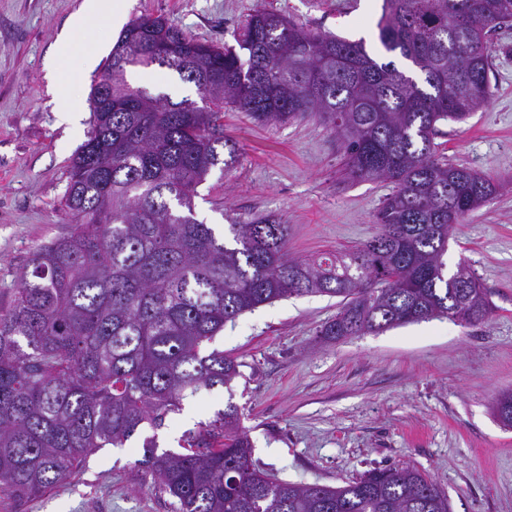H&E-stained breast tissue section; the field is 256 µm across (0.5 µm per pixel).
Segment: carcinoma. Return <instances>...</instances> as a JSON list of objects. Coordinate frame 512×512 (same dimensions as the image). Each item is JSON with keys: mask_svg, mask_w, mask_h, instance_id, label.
<instances>
[{"mask_svg": "<svg viewBox=\"0 0 512 512\" xmlns=\"http://www.w3.org/2000/svg\"><path fill=\"white\" fill-rule=\"evenodd\" d=\"M512 26V0H386L378 38L409 64L362 42L313 33L256 10L235 44L196 40L157 16L120 33L100 78L112 106L90 102L92 127L72 158L64 201L76 227L39 246L13 304L0 309V492L43 495L79 475L88 457L158 428L202 388H231L240 363L211 349L227 322L289 297H338L328 340L431 318L485 321L488 297L470 266L444 256L496 182L445 159L438 124L461 123L491 96L489 24ZM165 66L203 105L146 96L130 67ZM262 123L317 116L341 134L348 176L387 181L380 232L344 253L293 259L288 225H228L232 245L194 217L197 188L228 170L236 144L224 110ZM512 426V394L498 398ZM184 452L143 442L141 466L176 512H448V494L415 467L375 468L345 486L296 484L255 467L228 403L190 432Z\"/></svg>", "mask_w": 512, "mask_h": 512, "instance_id": "cac0c4a2", "label": "carcinoma"}]
</instances>
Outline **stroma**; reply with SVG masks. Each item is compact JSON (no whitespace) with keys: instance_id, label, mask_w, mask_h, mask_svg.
<instances>
[{"instance_id":"obj_1","label":"stroma","mask_w":512,"mask_h":512,"mask_svg":"<svg viewBox=\"0 0 512 512\" xmlns=\"http://www.w3.org/2000/svg\"><path fill=\"white\" fill-rule=\"evenodd\" d=\"M83 0H0V308H9L34 249L69 234L64 203L71 159L91 128L90 92L120 30L104 22L73 35L55 83L56 40ZM127 20L164 16L201 41L229 43L256 8L303 29L384 50V0H127ZM488 103L438 136L449 162L493 177L497 194L455 226L449 267L469 265L494 306L474 325L433 319L340 342L321 336L337 312L328 296L292 297L226 323L214 345L237 359L232 390H200L162 427H143L123 447L100 448L81 476L10 512H174L172 498L139 465L145 437L180 451L185 431L226 404L241 412L256 466L276 479L342 486L385 465L428 472L452 512H512V428L492 414L512 392V28L488 34ZM95 53L85 66L87 53ZM129 81L150 94L198 100L164 67H134ZM70 104L77 123L60 122ZM224 136L239 159L211 175L195 199L198 220L224 228L267 216L288 227L290 256L314 258L376 235L375 213L390 183L350 179L341 139L317 117L261 124L225 111Z\"/></svg>"}]
</instances>
